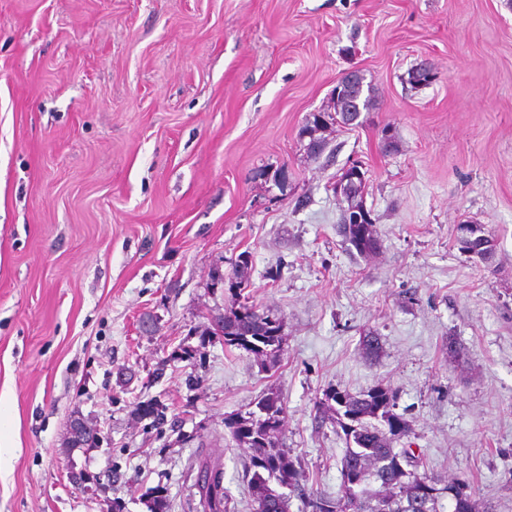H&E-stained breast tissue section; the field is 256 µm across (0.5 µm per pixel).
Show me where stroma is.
Wrapping results in <instances>:
<instances>
[{"label": "stroma", "instance_id": "stroma-1", "mask_svg": "<svg viewBox=\"0 0 512 512\" xmlns=\"http://www.w3.org/2000/svg\"><path fill=\"white\" fill-rule=\"evenodd\" d=\"M348 68L378 105L311 158L298 132ZM352 161L370 259L336 232ZM245 251L286 337L267 371L215 333L236 297L210 278ZM379 384L395 447L512 512V0H0V512H148L155 489L196 512L203 459L254 512L224 420L271 389L301 485L336 496L345 439L314 405ZM77 420L100 444L71 446ZM471 227L472 233L475 235V244L479 245H485V248L483 249L486 254L488 255V258L484 263H491L492 259L495 254V247L493 241L485 236V235H476L477 233H482L481 229L473 224H468ZM467 224H460L458 226L459 236H458V242L460 243L461 247L464 246V241H467L471 239L473 234L471 233L469 226Z\"/></svg>", "mask_w": 512, "mask_h": 512}]
</instances>
